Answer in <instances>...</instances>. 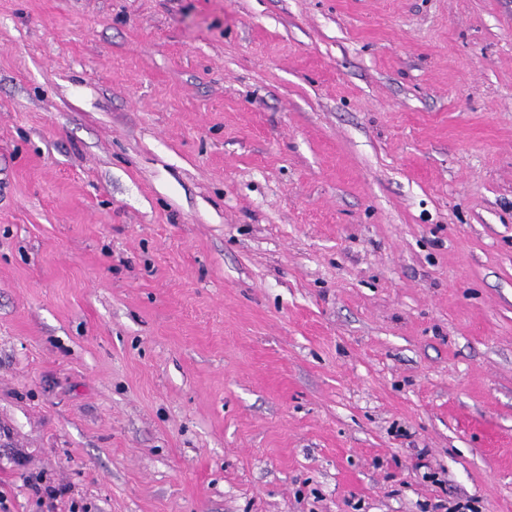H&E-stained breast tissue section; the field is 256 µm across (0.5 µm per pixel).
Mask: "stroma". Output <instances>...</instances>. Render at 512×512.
I'll list each match as a JSON object with an SVG mask.
<instances>
[{
  "mask_svg": "<svg viewBox=\"0 0 512 512\" xmlns=\"http://www.w3.org/2000/svg\"><path fill=\"white\" fill-rule=\"evenodd\" d=\"M441 500L512 512V0H0V512Z\"/></svg>",
  "mask_w": 512,
  "mask_h": 512,
  "instance_id": "35a3bbf8",
  "label": "stroma"
}]
</instances>
